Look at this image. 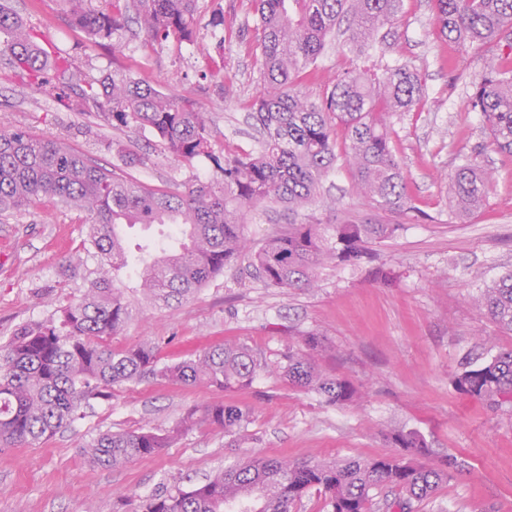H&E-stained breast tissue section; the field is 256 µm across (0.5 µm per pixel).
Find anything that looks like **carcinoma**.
<instances>
[{
	"instance_id": "carcinoma-1",
	"label": "carcinoma",
	"mask_w": 512,
	"mask_h": 512,
	"mask_svg": "<svg viewBox=\"0 0 512 512\" xmlns=\"http://www.w3.org/2000/svg\"><path fill=\"white\" fill-rule=\"evenodd\" d=\"M74 20L96 39L108 38L135 13L156 42L173 39L198 44L195 19L200 0H103L87 10L85 0H69ZM435 21L446 38L478 50L495 43L500 55L487 62V76L473 88L468 108L481 115L490 143L512 154V0H433ZM401 0H255L254 26L262 58L263 90L250 104V118L262 135L246 154L220 157L212 147L208 113L195 100L163 93L118 71L89 78L54 58L38 34L0 0V60L14 76L60 95L77 86L83 102L99 109L112 130H150L176 159L213 162L221 178L197 181L182 190L152 188L123 179L92 163L55 137L0 130V212L18 211L40 197H53L84 213L90 224L84 241L97 267L80 298L49 319L25 325L0 346V446L22 447L65 428L96 400L112 398V388L148 379L218 389L243 387L264 371L315 392L329 406L355 400L346 380L322 373L309 351L319 346L312 333L302 348H290L268 362L246 344L205 348L174 364H162L156 349L137 345L115 351L103 344L130 316L122 282L112 273L128 265L120 230L126 224H168L169 241L140 256L139 288L150 302L183 300L205 287L241 254L251 253L253 273L269 288L313 285L317 269L370 255V246L391 238L398 224L345 218L335 224L293 219L315 201L323 180L336 168L334 127L346 130L345 156L353 188L368 208L395 217L416 212L405 189L402 167L392 147L391 118L409 112L424 90L405 62L382 76L351 71L332 80L318 103L296 90L297 78L317 75L327 37L347 23L349 46L369 44L393 24ZM450 176V218L459 222L481 206L491 173L465 153ZM275 202L288 211L256 251L244 233L247 215ZM481 314L512 333V271L473 298ZM457 391L498 406L512 404V349L482 362L469 361L456 376ZM250 412L214 402L190 410L160 434L151 428L99 434L86 444L87 461L116 467L155 454L198 422L232 436ZM396 447L418 458L429 454L412 431L391 435ZM458 462L417 465L380 456L331 462L291 463L248 457L188 489L166 488L138 499L133 512H226L238 497L237 512H292L315 489L328 512H378L434 497ZM403 497L390 501L389 493Z\"/></svg>"
}]
</instances>
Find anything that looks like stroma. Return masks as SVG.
<instances>
[{"instance_id":"obj_1","label":"stroma","mask_w":512,"mask_h":512,"mask_svg":"<svg viewBox=\"0 0 512 512\" xmlns=\"http://www.w3.org/2000/svg\"><path fill=\"white\" fill-rule=\"evenodd\" d=\"M201 48L157 44L125 29L92 41L71 18L68 0H13L54 55L90 77L133 74L164 93H194L209 113L216 154L253 151L256 133L248 104L262 89L252 0H200ZM224 24L214 27V11ZM445 40L432 0H402L383 50L349 53L329 40L319 75L299 80L310 101L321 100L329 81L353 69L383 73L394 60L408 63L425 89L419 106L392 119V144L406 176V192L419 214L397 235L375 245L376 263L327 265L315 287L289 293L253 278L246 259L225 267L210 283L180 302L142 301L133 267L119 273L133 307L131 319L108 340L114 350L157 347L162 362L231 342L248 344L276 360L305 335L318 334L313 356L322 370L357 390L347 407L325 405L311 391L276 375L259 373L244 388L221 390L155 380L114 388L67 428L28 447H0V512H130L129 498L161 486L183 488L242 459L291 462L402 456L391 431L417 432L439 460L460 467L435 499L413 512H512V414L471 399L454 387L467 352L512 348L474 306L479 287L512 270V154L492 147L479 113L468 111L482 58L498 54ZM0 68V129L59 136L103 168L161 188L219 179L212 162L187 164L172 157L148 132L131 135L144 162L123 164L112 128L94 106L70 107ZM464 150L491 169L495 182L481 209L466 222L450 220L448 183ZM351 171L338 165L325 181L322 202L307 210L325 224L344 215L375 218L351 193ZM87 226L79 211L56 199L37 200L0 215V345L21 326L48 319L78 298L97 259L85 254ZM394 275L380 282L374 264ZM223 401L249 409L235 436L205 423L184 431L154 455L115 467L85 463L82 445L98 433L140 426L172 428L189 410Z\"/></svg>"}]
</instances>
